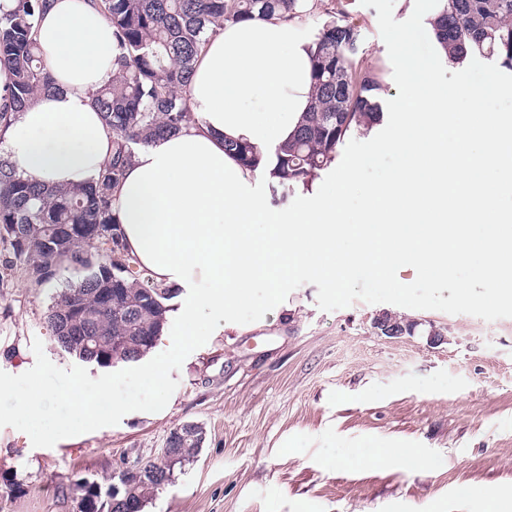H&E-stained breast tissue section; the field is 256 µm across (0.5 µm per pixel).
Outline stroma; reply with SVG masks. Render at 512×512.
<instances>
[{
  "label": "stroma",
  "instance_id": "1",
  "mask_svg": "<svg viewBox=\"0 0 512 512\" xmlns=\"http://www.w3.org/2000/svg\"><path fill=\"white\" fill-rule=\"evenodd\" d=\"M422 0H340L361 29L362 66L385 67L382 125L354 133L337 148L317 186L338 183L341 169L371 156L362 188L398 166L374 153L405 107L408 90L398 55L431 50ZM65 265L35 283L16 268L0 285V370L33 367V340L67 369L74 356L58 346L47 321L57 292L81 278ZM391 277L403 291L350 278L288 281L287 316L270 326L214 338L171 377L178 386L163 413L36 448L29 436L0 427V512H76L74 483L100 485L125 461L159 458L170 432L200 424L204 442L142 512H493L485 490L512 487V305L494 299L477 265L440 283L404 266ZM469 287L460 299L458 284ZM392 311L416 320L413 334L389 338L373 320ZM441 341L430 342V332ZM420 456L421 467L378 464V449Z\"/></svg>",
  "mask_w": 512,
  "mask_h": 512
}]
</instances>
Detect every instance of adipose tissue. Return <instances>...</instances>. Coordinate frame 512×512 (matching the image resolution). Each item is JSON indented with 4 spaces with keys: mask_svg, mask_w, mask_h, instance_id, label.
<instances>
[{
    "mask_svg": "<svg viewBox=\"0 0 512 512\" xmlns=\"http://www.w3.org/2000/svg\"><path fill=\"white\" fill-rule=\"evenodd\" d=\"M36 40L55 87L0 132V156L46 183L91 181L112 157V134L90 105L120 53L112 26L89 0H53ZM310 50L296 19L208 35L188 90L194 122L137 148L114 192L126 250L177 292L163 328L176 343L238 329L245 306L258 326L281 317L292 276L360 272L391 289L402 264L448 282L476 263L499 299L512 298V210L499 205L512 186V115L484 109L512 71L477 85L456 67L454 96L437 99L417 85L435 80L444 52L403 57L409 104L378 146L399 166L349 222L340 194L313 208L273 205L271 167H245L224 150L228 140L266 152L288 140L311 102Z\"/></svg>",
    "mask_w": 512,
    "mask_h": 512,
    "instance_id": "adipose-tissue-1",
    "label": "adipose tissue"
}]
</instances>
